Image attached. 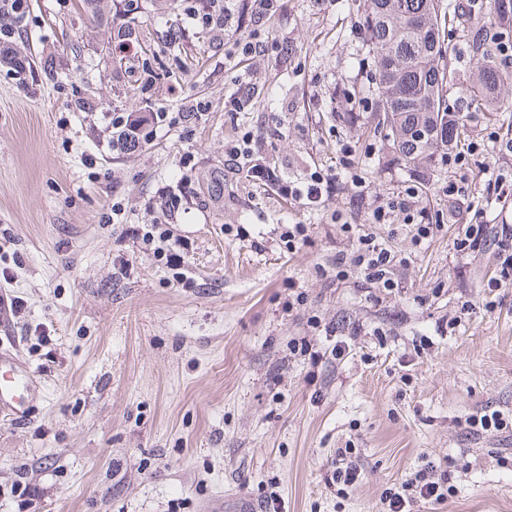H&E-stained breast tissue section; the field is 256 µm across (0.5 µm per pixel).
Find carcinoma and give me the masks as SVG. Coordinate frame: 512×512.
<instances>
[{
    "label": "carcinoma",
    "mask_w": 512,
    "mask_h": 512,
    "mask_svg": "<svg viewBox=\"0 0 512 512\" xmlns=\"http://www.w3.org/2000/svg\"><path fill=\"white\" fill-rule=\"evenodd\" d=\"M456 0H363L361 26L378 58L372 95L388 149L404 163L434 167L459 138L458 113L448 110V14ZM488 21L472 24L468 43L476 72L461 87L470 108L512 105V71L497 63L494 20H512V0H487Z\"/></svg>",
    "instance_id": "1"
}]
</instances>
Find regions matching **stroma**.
<instances>
[{"label": "stroma", "instance_id": "35a3bbf8", "mask_svg": "<svg viewBox=\"0 0 512 512\" xmlns=\"http://www.w3.org/2000/svg\"><path fill=\"white\" fill-rule=\"evenodd\" d=\"M461 2L448 22V106L464 125L452 149L498 224L512 194L490 179L512 155L491 140H512V112L465 106L459 82L476 61L473 0ZM26 3L0 39L32 54L25 70L0 65V298L20 304L0 320V345L38 383L29 422H0V512H263L270 495L279 512H378L430 462L455 492L410 512H512V436L464 423L512 411V288L486 289L494 255L455 245L465 217L443 192L455 170L406 165L372 134L362 0H282L262 25L244 0L233 36L201 29L177 0H141L127 50L112 41L119 7L100 21L82 0ZM254 28L277 51L230 57ZM243 84L249 104L225 111ZM147 109L170 119L145 125L136 150L113 146V114ZM247 131L285 178L336 169L325 206L231 170L224 144ZM346 143L354 180L340 167ZM180 180L179 205L159 197ZM409 185L413 209L439 225L419 243L402 219L370 221ZM155 224L190 243L193 287L142 240ZM292 224L307 228L293 251ZM362 231L406 257L393 293L322 277ZM340 448L362 469L342 493ZM470 433L477 436L495 437L498 434L512 432V412L484 408L465 418Z\"/></svg>", "mask_w": 512, "mask_h": 512}]
</instances>
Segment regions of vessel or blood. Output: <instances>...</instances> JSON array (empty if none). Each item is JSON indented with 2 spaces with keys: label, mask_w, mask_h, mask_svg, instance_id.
<instances>
[{
  "label": "vessel or blood",
  "mask_w": 512,
  "mask_h": 512,
  "mask_svg": "<svg viewBox=\"0 0 512 512\" xmlns=\"http://www.w3.org/2000/svg\"><path fill=\"white\" fill-rule=\"evenodd\" d=\"M34 389L33 372L17 355L0 348V415L10 422L28 421Z\"/></svg>",
  "instance_id": "obj_1"
}]
</instances>
